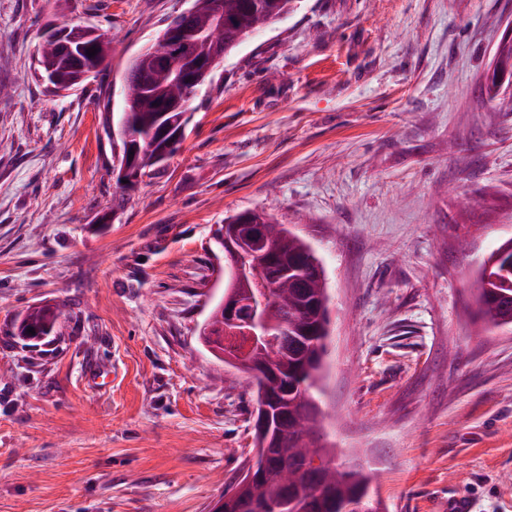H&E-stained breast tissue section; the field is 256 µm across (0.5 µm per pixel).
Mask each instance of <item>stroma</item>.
<instances>
[{"mask_svg": "<svg viewBox=\"0 0 512 512\" xmlns=\"http://www.w3.org/2000/svg\"><path fill=\"white\" fill-rule=\"evenodd\" d=\"M190 0H0V512H209L254 455L251 392L200 338L213 232L265 210L320 259L319 405L389 512H512V329L476 324L512 237V104L482 81L512 0H299L191 102L180 151L121 189L105 102ZM112 40L55 96L44 28ZM59 305L27 347L16 321ZM74 70L77 73L70 78L61 79L56 75L48 76L50 73L48 72L45 76L41 77V79L43 82L48 84V88L51 93L55 95H62L69 92L71 90L70 87L74 84L84 81L94 71L92 67L86 66L80 61L75 62ZM58 309V312L51 309H34L28 312L29 325L31 328L38 330V334H36V336H27L28 334H26L25 329L19 327L17 335L22 340L29 342H41L47 336H55L60 326V319L61 317H64L62 310L60 308Z\"/></svg>", "mask_w": 512, "mask_h": 512, "instance_id": "obj_1", "label": "stroma"}]
</instances>
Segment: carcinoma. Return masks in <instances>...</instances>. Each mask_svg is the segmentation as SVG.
Returning a JSON list of instances; mask_svg holds the SVG:
<instances>
[{
    "label": "carcinoma",
    "mask_w": 512,
    "mask_h": 512,
    "mask_svg": "<svg viewBox=\"0 0 512 512\" xmlns=\"http://www.w3.org/2000/svg\"><path fill=\"white\" fill-rule=\"evenodd\" d=\"M298 0H224V54L228 55L241 42L261 29L278 23L294 11ZM211 0H193L195 12L191 25L197 31L193 50L199 56H210L212 44L204 32L211 24ZM111 41L103 38L97 44V53L86 60L89 65L108 67ZM38 70L47 69L60 76L71 74L73 65L64 53L39 49ZM131 78L144 85V97L137 100L132 112L134 131L138 134L137 168L142 175L158 170L157 157L171 156L179 147L167 146V140L156 138L161 123L171 121L180 126L188 124L183 118L190 110L191 98L184 99L179 112L161 117L154 107V95L169 86L172 72L160 67L153 58H140L131 69ZM251 225L267 226L272 231L268 244L257 251L276 262L266 265L269 283L273 285L271 298L265 310L269 342L262 350H254L248 360L235 363L239 347H224V366L254 380L253 418H258L268 405L261 382L254 371L265 362L267 350L276 348L281 359L275 365L284 391L278 407L279 421L271 438L253 433V447L266 453L272 466L258 479L247 482L243 475L230 491L221 497L230 499L232 512H389L385 501L372 486V477L354 464L336 461V448L324 441L313 449L311 437L322 435L323 419L310 409L323 392L326 353V332L319 324L315 303L329 301L327 288L310 271H293L294 287H277L281 265L302 260L311 246L293 234L264 211H249L227 217L232 224L240 220ZM498 282L486 288L477 284L474 300L475 315L488 329L512 328V261L504 260L497 269ZM61 311L37 309L28 314L30 327L38 334L29 336L18 328L24 341L40 342L58 332ZM286 469L297 478V484L284 490L278 480L279 470Z\"/></svg>",
    "instance_id": "obj_1"
}]
</instances>
